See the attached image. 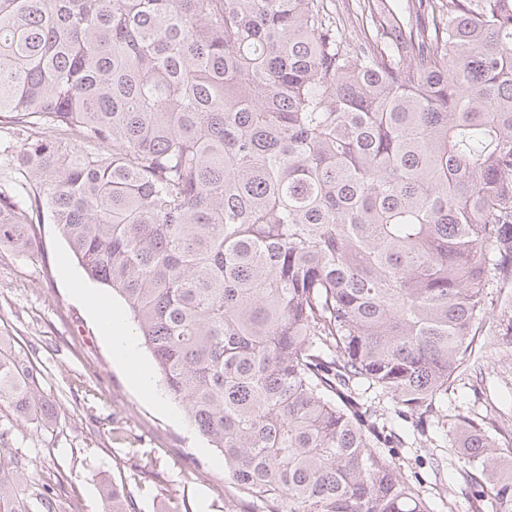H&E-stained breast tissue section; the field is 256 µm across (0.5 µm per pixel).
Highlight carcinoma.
<instances>
[{
  "label": "carcinoma",
  "mask_w": 512,
  "mask_h": 512,
  "mask_svg": "<svg viewBox=\"0 0 512 512\" xmlns=\"http://www.w3.org/2000/svg\"><path fill=\"white\" fill-rule=\"evenodd\" d=\"M0 0V117L69 128L15 158L161 385L266 512H431L364 395L425 433L483 378L486 288L512 283V0ZM0 192V247L33 248ZM55 414L0 354V407ZM497 406L458 416L463 479L512 512ZM35 485L0 435V512ZM58 489L36 493L56 512ZM104 512H129L112 486ZM331 1V9L336 13V24L339 31L344 33L346 36H355V30L357 28L352 16V1L346 0H329ZM353 21V23L351 22Z\"/></svg>",
  "instance_id": "1"
}]
</instances>
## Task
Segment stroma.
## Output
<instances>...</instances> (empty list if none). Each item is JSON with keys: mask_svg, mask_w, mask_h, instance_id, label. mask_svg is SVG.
I'll return each mask as SVG.
<instances>
[{"mask_svg": "<svg viewBox=\"0 0 512 512\" xmlns=\"http://www.w3.org/2000/svg\"><path fill=\"white\" fill-rule=\"evenodd\" d=\"M26 132L0 121V191L24 201L32 188L15 166ZM36 244L21 255L0 247V346L40 374L58 409L56 418L20 423L0 410V429L42 483L61 484L59 512L79 505L101 512L112 485L122 486L129 512H263L244 505L219 456L190 425L184 409L154 403L134 386L113 357L108 333L76 290L90 280L49 217L33 223ZM512 287L490 286L482 328L474 338L484 372L482 386L456 380L448 391V415L480 410L500 399L512 420V317L499 306ZM402 472L434 512H487L461 471L466 462L455 436L438 431L432 443L392 451Z\"/></svg>", "mask_w": 512, "mask_h": 512, "instance_id": "obj_1", "label": "stroma"}]
</instances>
